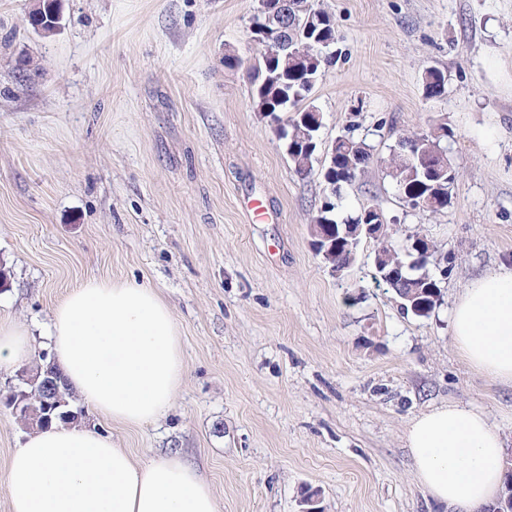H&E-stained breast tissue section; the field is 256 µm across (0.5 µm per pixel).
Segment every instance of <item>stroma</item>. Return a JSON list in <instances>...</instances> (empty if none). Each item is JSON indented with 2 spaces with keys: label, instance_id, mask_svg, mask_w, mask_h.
Returning a JSON list of instances; mask_svg holds the SVG:
<instances>
[{
  "label": "stroma",
  "instance_id": "stroma-1",
  "mask_svg": "<svg viewBox=\"0 0 512 512\" xmlns=\"http://www.w3.org/2000/svg\"><path fill=\"white\" fill-rule=\"evenodd\" d=\"M313 3L341 51L309 96L317 160L350 127L382 155L397 134L449 131L446 209L405 208L374 164L344 193L346 209L383 212L393 243L436 245L430 316L377 285L375 241L339 276L316 254L327 187L295 174L251 94L257 0H57L50 34L32 21L39 0H0V316L42 333L85 281L159 291L181 333L171 406L127 426L71 405L135 460L192 466L218 512H301L311 493L320 512H448L411 472V417L472 404L512 450V387L458 356L450 322L472 280L512 265V0ZM229 50L242 67H225ZM429 66L448 79L431 101ZM32 366L0 368V512L26 435L5 397Z\"/></svg>",
  "mask_w": 512,
  "mask_h": 512
}]
</instances>
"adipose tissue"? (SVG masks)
<instances>
[{"label": "adipose tissue", "instance_id": "obj_1", "mask_svg": "<svg viewBox=\"0 0 512 512\" xmlns=\"http://www.w3.org/2000/svg\"><path fill=\"white\" fill-rule=\"evenodd\" d=\"M454 345L474 369L512 384V267L478 277L452 312ZM70 387L113 420L157 418L183 382L179 328L152 288L90 280L56 307L46 337ZM415 480L434 503L483 512L502 486L504 442L478 407L447 403L405 428ZM11 512H217L196 471L159 454L139 464L111 437L52 424L24 439L6 479Z\"/></svg>", "mask_w": 512, "mask_h": 512}]
</instances>
